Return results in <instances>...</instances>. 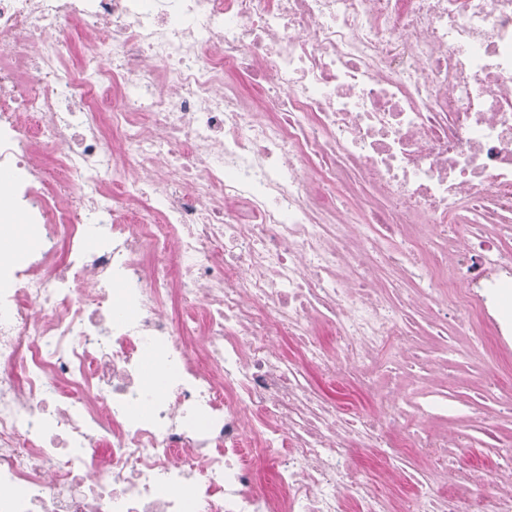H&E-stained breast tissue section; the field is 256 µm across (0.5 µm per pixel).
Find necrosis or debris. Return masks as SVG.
Returning a JSON list of instances; mask_svg holds the SVG:
<instances>
[{
    "label": "necrosis or debris",
    "instance_id": "obj_1",
    "mask_svg": "<svg viewBox=\"0 0 512 512\" xmlns=\"http://www.w3.org/2000/svg\"><path fill=\"white\" fill-rule=\"evenodd\" d=\"M0 198V512H512V0H0ZM493 448L476 445L459 448L457 461L467 469L470 479L476 484H489L497 478L498 472L489 464L495 461Z\"/></svg>",
    "mask_w": 512,
    "mask_h": 512
}]
</instances>
